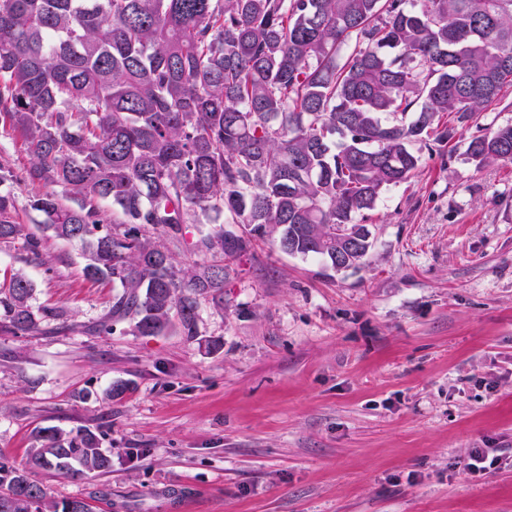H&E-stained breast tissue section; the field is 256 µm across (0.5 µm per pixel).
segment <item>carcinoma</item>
Returning a JSON list of instances; mask_svg holds the SVG:
<instances>
[{"mask_svg": "<svg viewBox=\"0 0 512 512\" xmlns=\"http://www.w3.org/2000/svg\"><path fill=\"white\" fill-rule=\"evenodd\" d=\"M508 88L512 0H0V130L26 158L1 162L0 184L38 189L33 229L0 191V244L48 271V241L80 245L86 279L112 286L94 334L196 336L199 299L224 307L228 262L256 236L364 265V221L417 171L411 144ZM466 155L511 162L512 124ZM190 224L211 228L188 243ZM48 322L69 328L0 271V335ZM111 466L99 434L44 428L26 465L0 460V512H91L35 475Z\"/></svg>", "mask_w": 512, "mask_h": 512, "instance_id": "obj_1", "label": "carcinoma"}]
</instances>
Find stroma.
I'll return each mask as SVG.
<instances>
[{"label":"stroma","instance_id":"35a3bbf8","mask_svg":"<svg viewBox=\"0 0 512 512\" xmlns=\"http://www.w3.org/2000/svg\"><path fill=\"white\" fill-rule=\"evenodd\" d=\"M507 123L512 94L414 143L360 268L255 241L192 338L88 334L112 290L84 279L79 245L49 242V272L0 245L72 326L0 335V457L24 463L47 427L101 432L105 474L39 475L93 512H512V459L465 468L512 450V162L465 155Z\"/></svg>","mask_w":512,"mask_h":512}]
</instances>
